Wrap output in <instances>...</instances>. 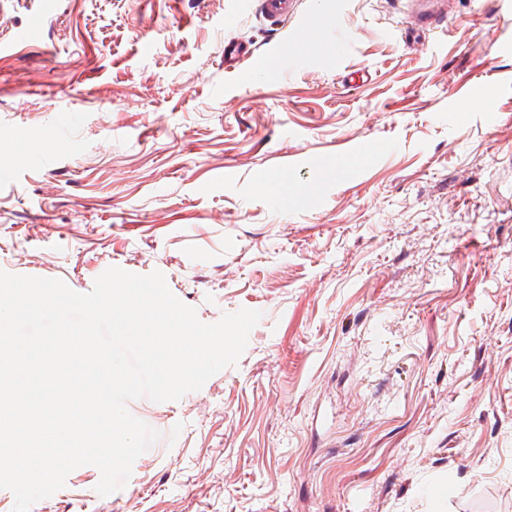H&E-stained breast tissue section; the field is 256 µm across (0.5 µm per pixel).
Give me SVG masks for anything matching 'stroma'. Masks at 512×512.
Wrapping results in <instances>:
<instances>
[{
	"mask_svg": "<svg viewBox=\"0 0 512 512\" xmlns=\"http://www.w3.org/2000/svg\"><path fill=\"white\" fill-rule=\"evenodd\" d=\"M258 5L0 0V270L262 314L128 402L159 438L124 488L85 465L30 512H512V0L411 36L404 0ZM293 6V0H259L261 13L275 25L291 19L294 13ZM255 48L249 44L228 41L224 43V61L228 67L235 68L255 56Z\"/></svg>",
	"mask_w": 512,
	"mask_h": 512,
	"instance_id": "35a3bbf8",
	"label": "stroma"
}]
</instances>
